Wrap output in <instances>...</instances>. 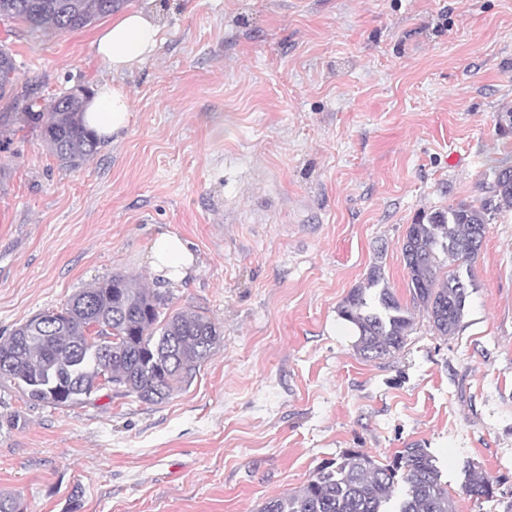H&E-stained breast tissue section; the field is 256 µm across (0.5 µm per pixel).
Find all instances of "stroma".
Here are the masks:
<instances>
[{"label":"stroma","mask_w":512,"mask_h":512,"mask_svg":"<svg viewBox=\"0 0 512 512\" xmlns=\"http://www.w3.org/2000/svg\"><path fill=\"white\" fill-rule=\"evenodd\" d=\"M158 9L155 55L112 74L107 23L47 40L0 21L16 59L0 112L105 80L123 138L60 165L36 125L0 128V339L115 271L204 311L223 340L161 403L103 389L31 403L0 385V495L21 512H258L325 461L428 448L457 512L512 503V211L487 226L460 328L415 314L364 359L338 308L382 261L410 303L402 242L421 214L486 195L512 158V0H124ZM185 279L154 273L162 233ZM472 463L494 497L462 490ZM149 259L153 270L169 280L183 278L193 264V254L186 242L172 233H162L158 236Z\"/></svg>","instance_id":"obj_1"}]
</instances>
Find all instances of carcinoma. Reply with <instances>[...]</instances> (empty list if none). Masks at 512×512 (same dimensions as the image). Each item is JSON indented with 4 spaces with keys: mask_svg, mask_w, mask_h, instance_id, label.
Segmentation results:
<instances>
[{
    "mask_svg": "<svg viewBox=\"0 0 512 512\" xmlns=\"http://www.w3.org/2000/svg\"><path fill=\"white\" fill-rule=\"evenodd\" d=\"M122 0H0V19L25 23L44 37L78 30L120 8ZM16 72L12 52L0 46V99ZM28 104L50 152L76 168L97 154L99 142L83 123L85 95L70 93L45 111ZM489 196L480 205L460 201L411 225L402 245L414 304L426 310L442 336L460 326L470 297L459 273L472 267L489 221L512 210V165L490 169ZM454 268L441 272L442 260ZM356 330L364 357L400 350L414 316L373 265L340 310ZM221 343V330L204 313L169 311V297L116 271L81 289L66 305L41 312L0 341V382L33 402L69 407L102 389L123 388L148 402H162L190 382ZM462 489L477 500L494 494L493 482L465 469ZM258 512H456L436 458L417 443L381 463L360 450L321 464L299 489L267 499Z\"/></svg>",
    "mask_w": 512,
    "mask_h": 512,
    "instance_id": "obj_1",
    "label": "carcinoma"
}]
</instances>
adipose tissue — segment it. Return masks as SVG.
Returning <instances> with one entry per match:
<instances>
[{
	"mask_svg": "<svg viewBox=\"0 0 512 512\" xmlns=\"http://www.w3.org/2000/svg\"><path fill=\"white\" fill-rule=\"evenodd\" d=\"M161 29L154 13L135 9L113 17L97 37L98 55L112 72L132 70L151 58L158 46ZM132 116V101L118 85L104 82L89 98L84 121L97 137L109 141L122 138ZM153 270L166 279L183 278L193 263V255L178 235L163 233L150 255Z\"/></svg>",
	"mask_w": 512,
	"mask_h": 512,
	"instance_id": "obj_1",
	"label": "adipose tissue"
}]
</instances>
